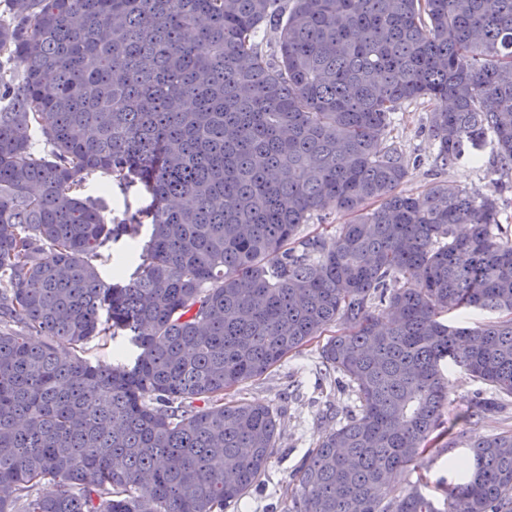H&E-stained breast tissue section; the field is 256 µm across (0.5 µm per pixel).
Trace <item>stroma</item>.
<instances>
[{"label":"stroma","instance_id":"obj_1","mask_svg":"<svg viewBox=\"0 0 512 512\" xmlns=\"http://www.w3.org/2000/svg\"><path fill=\"white\" fill-rule=\"evenodd\" d=\"M433 103L406 104L393 116L392 137L409 161V174L402 189L424 195L442 181L489 194L493 191L487 159L462 160L443 167L436 161L437 144L428 131ZM226 400H246L273 406L280 417V435L271 466L262 482L243 496L237 512H286L292 475L305 453L339 422L337 408L348 405L347 387L336 385L320 373L316 345L293 353L262 378L228 391ZM466 445L447 451L433 465L411 467L399 474L395 490L419 487L434 505H441L445 485L457 482L461 471L455 461L467 457Z\"/></svg>","mask_w":512,"mask_h":512}]
</instances>
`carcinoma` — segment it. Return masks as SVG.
Returning <instances> with one entry per match:
<instances>
[{"mask_svg": "<svg viewBox=\"0 0 512 512\" xmlns=\"http://www.w3.org/2000/svg\"><path fill=\"white\" fill-rule=\"evenodd\" d=\"M5 2L0 512H226L266 475L278 412L224 393L332 327L321 363L355 405L288 512H512L511 430L469 443L440 509L391 485L512 398V199L402 192L390 137L428 99L440 165L490 135L512 173V0ZM138 184L148 205L110 208ZM328 209L353 220L299 237ZM145 224L128 282L105 281L102 249ZM470 307L505 317L440 321ZM118 330L133 362L81 356ZM451 366L498 397L446 418Z\"/></svg>", "mask_w": 512, "mask_h": 512, "instance_id": "obj_1", "label": "carcinoma"}]
</instances>
